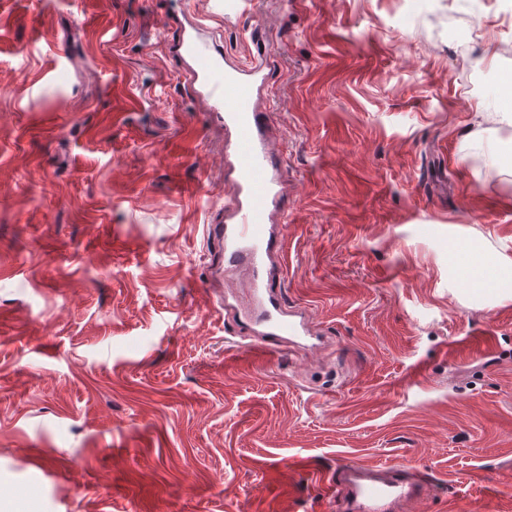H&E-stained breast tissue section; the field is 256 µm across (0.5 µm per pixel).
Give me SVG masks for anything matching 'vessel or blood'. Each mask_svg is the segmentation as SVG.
I'll list each match as a JSON object with an SVG mask.
<instances>
[{
    "label": "vessel or blood",
    "instance_id": "1",
    "mask_svg": "<svg viewBox=\"0 0 512 512\" xmlns=\"http://www.w3.org/2000/svg\"><path fill=\"white\" fill-rule=\"evenodd\" d=\"M181 51L192 63L190 76L202 89L212 121L224 124L231 135L230 173L235 188L223 216L210 220L205 231L218 247L225 275L247 273L253 304L225 303L234 319L253 327L260 341L257 355L286 351L289 344L308 336L300 312H289L288 302L273 269L281 240L273 225L281 210L283 183L267 140L268 122L257 109V94L265 84L264 56L243 66L225 68L209 42L198 35L184 36ZM430 484L427 472L408 463L363 464L347 461L336 469V494L346 512H392Z\"/></svg>",
    "mask_w": 512,
    "mask_h": 512
}]
</instances>
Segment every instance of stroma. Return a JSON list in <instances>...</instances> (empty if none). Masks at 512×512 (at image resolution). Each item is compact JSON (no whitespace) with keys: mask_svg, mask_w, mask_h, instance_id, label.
Returning a JSON list of instances; mask_svg holds the SVG:
<instances>
[{"mask_svg":"<svg viewBox=\"0 0 512 512\" xmlns=\"http://www.w3.org/2000/svg\"><path fill=\"white\" fill-rule=\"evenodd\" d=\"M0 0V492L20 512H336L343 461L421 466L407 512H512V301L448 285V231L512 248V0ZM265 53L281 287L315 353L258 362L213 300L224 132L184 17ZM493 62H482L486 48ZM497 145V166L476 158Z\"/></svg>","mask_w":512,"mask_h":512,"instance_id":"stroma-1","label":"stroma"}]
</instances>
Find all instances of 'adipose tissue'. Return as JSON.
<instances>
[{
	"label": "adipose tissue",
	"instance_id": "obj_1",
	"mask_svg": "<svg viewBox=\"0 0 512 512\" xmlns=\"http://www.w3.org/2000/svg\"><path fill=\"white\" fill-rule=\"evenodd\" d=\"M461 254L478 266L485 282L468 283L466 272L457 261ZM448 257V282L452 287L498 302L512 300V255L478 248L470 238L452 233L448 236Z\"/></svg>",
	"mask_w": 512,
	"mask_h": 512
}]
</instances>
